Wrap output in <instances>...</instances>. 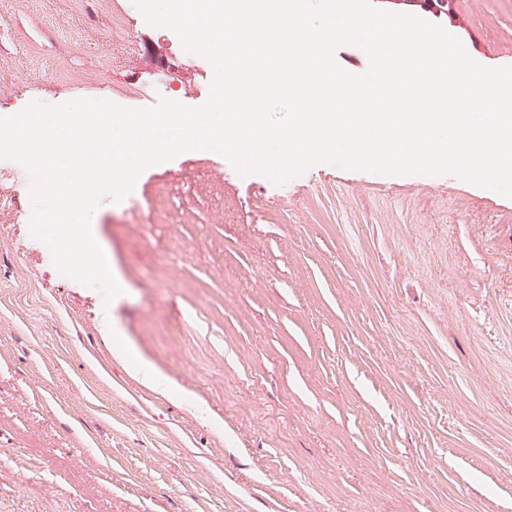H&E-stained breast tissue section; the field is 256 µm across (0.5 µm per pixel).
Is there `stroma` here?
I'll return each instance as SVG.
<instances>
[{"label": "stroma", "instance_id": "1", "mask_svg": "<svg viewBox=\"0 0 512 512\" xmlns=\"http://www.w3.org/2000/svg\"><path fill=\"white\" fill-rule=\"evenodd\" d=\"M138 15L0 0V116L203 104L209 62ZM437 23L512 63V0ZM29 183L0 160V512H512V198L325 164L276 185L189 151L97 207L107 304L31 236ZM114 355L117 359L127 363L131 374L140 379L146 386L156 389H164V382L157 376L152 367L142 359L135 350L121 340H115L113 345Z\"/></svg>", "mask_w": 512, "mask_h": 512}]
</instances>
